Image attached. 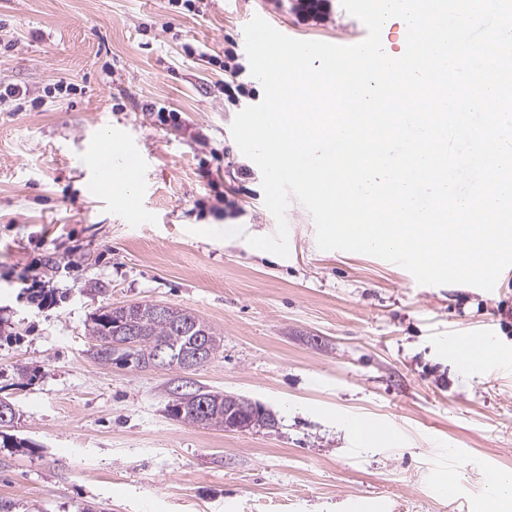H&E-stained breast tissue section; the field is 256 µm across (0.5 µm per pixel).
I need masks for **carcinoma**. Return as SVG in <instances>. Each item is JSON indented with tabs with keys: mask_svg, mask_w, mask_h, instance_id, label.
<instances>
[{
	"mask_svg": "<svg viewBox=\"0 0 512 512\" xmlns=\"http://www.w3.org/2000/svg\"><path fill=\"white\" fill-rule=\"evenodd\" d=\"M132 329L138 337L137 347L132 350L122 345L116 335L125 328L123 308L111 305L102 306L90 317L86 325L89 339L92 341L88 354L95 361L112 363V352L120 350L127 358H132L131 367L145 369L142 359L154 349L163 347L170 352L167 364L169 369L183 370L181 358L193 351L197 337L205 336L208 340V358L212 359L224 347V337L207 324L194 312L181 309L178 317L171 319L156 310L154 303H138L130 311ZM200 400L206 409L192 403L184 404L174 396V389H169V402L175 404L172 413L183 422L201 424L217 430L225 429L224 393L210 390L201 385Z\"/></svg>",
	"mask_w": 512,
	"mask_h": 512,
	"instance_id": "1",
	"label": "carcinoma"
}]
</instances>
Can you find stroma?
<instances>
[{
  "instance_id": "1",
  "label": "stroma",
  "mask_w": 512,
  "mask_h": 512,
  "mask_svg": "<svg viewBox=\"0 0 512 512\" xmlns=\"http://www.w3.org/2000/svg\"><path fill=\"white\" fill-rule=\"evenodd\" d=\"M294 4L203 0L194 15L168 0H0V40L15 43L0 82L42 101L0 108V398L24 441L0 443V500L18 512H482L492 478L512 474V371H466L449 347L452 332H484L512 361V267L490 292L421 285L397 264L320 250L295 201L289 257L247 243L276 222L230 125L263 89L250 79L253 96L231 105L222 72L184 47L244 54L256 15L296 39L367 35L340 0L308 20ZM60 81L75 91L55 93ZM114 130L144 159L128 200L87 193ZM34 276L41 306L27 298ZM134 302L221 333L193 379L261 403L276 426L176 420V370L90 358L92 314ZM355 413L394 437L360 447L341 426ZM448 477L454 505L438 491Z\"/></svg>"
}]
</instances>
